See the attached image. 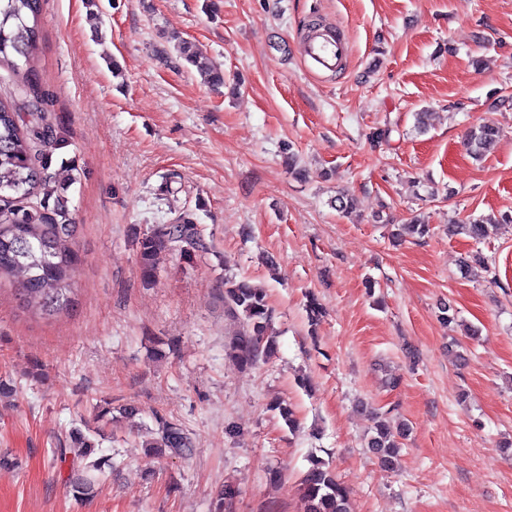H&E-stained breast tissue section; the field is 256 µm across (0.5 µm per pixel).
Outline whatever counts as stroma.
Instances as JSON below:
<instances>
[{
    "instance_id": "35a3bbf8",
    "label": "stroma",
    "mask_w": 512,
    "mask_h": 512,
    "mask_svg": "<svg viewBox=\"0 0 512 512\" xmlns=\"http://www.w3.org/2000/svg\"><path fill=\"white\" fill-rule=\"evenodd\" d=\"M313 23L349 45L336 72L302 55ZM179 38L225 86L183 67ZM37 80L81 264L52 319L0 280V379L18 389L0 401V512H210L227 484L236 512H300L314 458L352 512H512V223L481 244L448 232L512 213V0H42ZM483 123L501 136L477 162L464 139ZM184 212L211 252L160 255L144 283L135 234ZM419 213L429 236L389 239L385 220ZM477 249L488 268L465 275ZM226 276L276 314L278 353L247 370L225 353ZM103 397L178 421L193 451L157 458L114 427L112 476L78 500L49 450ZM377 413L405 431L391 469L368 446Z\"/></svg>"
}]
</instances>
